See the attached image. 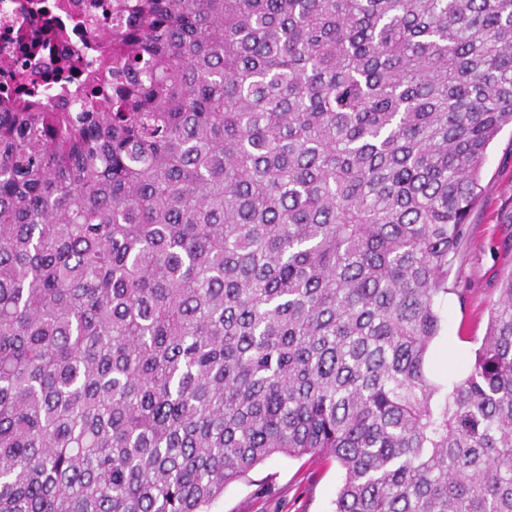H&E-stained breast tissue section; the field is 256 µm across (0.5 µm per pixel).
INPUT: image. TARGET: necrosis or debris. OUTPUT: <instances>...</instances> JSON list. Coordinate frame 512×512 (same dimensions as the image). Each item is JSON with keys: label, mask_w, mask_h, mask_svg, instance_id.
<instances>
[{"label": "necrosis or debris", "mask_w": 512, "mask_h": 512, "mask_svg": "<svg viewBox=\"0 0 512 512\" xmlns=\"http://www.w3.org/2000/svg\"><path fill=\"white\" fill-rule=\"evenodd\" d=\"M119 0H0V95L31 79L50 91L51 72L69 57L94 59V30L110 24Z\"/></svg>", "instance_id": "1"}]
</instances>
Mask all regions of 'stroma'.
<instances>
[{"label":"stroma","mask_w":512,"mask_h":512,"mask_svg":"<svg viewBox=\"0 0 512 512\" xmlns=\"http://www.w3.org/2000/svg\"><path fill=\"white\" fill-rule=\"evenodd\" d=\"M482 195L469 223V241L455 263L461 294L440 303L442 329L430 353L435 381L464 377L498 298L512 273V127L490 145L481 173ZM342 471L335 460L277 455L247 479L228 485L210 512H333Z\"/></svg>","instance_id":"1"}]
</instances>
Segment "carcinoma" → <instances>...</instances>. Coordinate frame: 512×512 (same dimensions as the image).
<instances>
[{
    "mask_svg": "<svg viewBox=\"0 0 512 512\" xmlns=\"http://www.w3.org/2000/svg\"><path fill=\"white\" fill-rule=\"evenodd\" d=\"M57 80L0 101V512H208L306 454L334 512H512V274L429 375L512 0H137Z\"/></svg>",
    "mask_w": 512,
    "mask_h": 512,
    "instance_id": "cac0c4a2",
    "label": "carcinoma"
}]
</instances>
